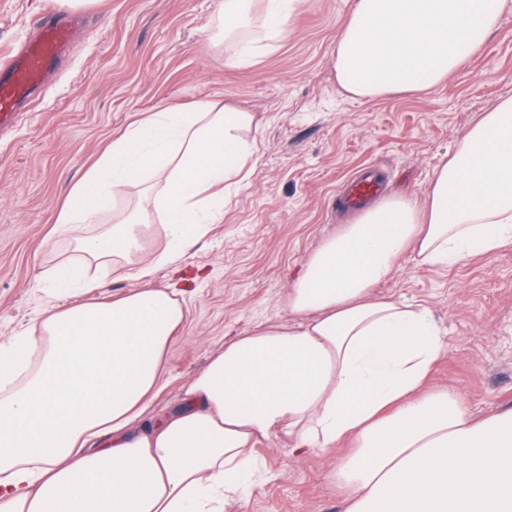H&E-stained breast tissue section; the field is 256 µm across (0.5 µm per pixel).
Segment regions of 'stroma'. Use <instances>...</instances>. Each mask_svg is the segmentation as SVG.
I'll list each match as a JSON object with an SVG mask.
<instances>
[{
	"instance_id": "obj_1",
	"label": "stroma",
	"mask_w": 512,
	"mask_h": 512,
	"mask_svg": "<svg viewBox=\"0 0 512 512\" xmlns=\"http://www.w3.org/2000/svg\"><path fill=\"white\" fill-rule=\"evenodd\" d=\"M222 0H97L62 69L12 132L0 134V341L48 308L41 289L64 242L56 217L104 147L144 113L220 102L255 115L254 153L232 188L224 220L209 225L152 287L178 270L189 311L169 350L170 382L155 407L176 406L184 386L258 326L293 320L287 297L305 259L353 216L333 205L361 169H380L387 193L422 195L434 169L479 113L512 96V13L439 87L373 101L350 97L332 67L353 0H306L277 46L242 69L225 66L242 41L226 39ZM58 0H0V52L22 43ZM373 296L428 306L448 349L429 384L461 394L474 416L512 406V247L450 268L404 255ZM267 471L224 512H342L332 474L343 451L289 452L284 438L256 445Z\"/></svg>"
}]
</instances>
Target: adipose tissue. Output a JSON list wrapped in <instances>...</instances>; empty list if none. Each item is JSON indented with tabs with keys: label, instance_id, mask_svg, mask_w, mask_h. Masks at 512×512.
Listing matches in <instances>:
<instances>
[{
	"label": "adipose tissue",
	"instance_id": "ef3b65f1",
	"mask_svg": "<svg viewBox=\"0 0 512 512\" xmlns=\"http://www.w3.org/2000/svg\"><path fill=\"white\" fill-rule=\"evenodd\" d=\"M507 11L512 0H354L336 80L365 101L435 87ZM254 124L213 103L168 106L73 186L56 220L70 247L51 272L72 301L0 342V512H224L260 470L257 440L280 436L295 454L348 445L343 512H512V406L477 418L430 388L447 350L433 313L372 294L405 254L453 267L512 246V97L469 125L424 202L386 199L309 255L288 293L292 324L226 342L174 410H153L186 306L182 289L148 280L223 220ZM129 188L134 206L88 232ZM155 214L167 247L149 257ZM92 267L131 270L138 285L96 299Z\"/></svg>",
	"mask_w": 512,
	"mask_h": 512
}]
</instances>
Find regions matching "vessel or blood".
<instances>
[{
  "mask_svg": "<svg viewBox=\"0 0 512 512\" xmlns=\"http://www.w3.org/2000/svg\"><path fill=\"white\" fill-rule=\"evenodd\" d=\"M36 26L33 39L0 58V131L21 116L25 103L43 86L74 40V24L55 13L42 14ZM377 192L375 180L362 178L352 184L345 203L352 210H359Z\"/></svg>",
  "mask_w": 512,
  "mask_h": 512,
  "instance_id": "vessel-or-blood-1",
  "label": "vessel or blood"
}]
</instances>
